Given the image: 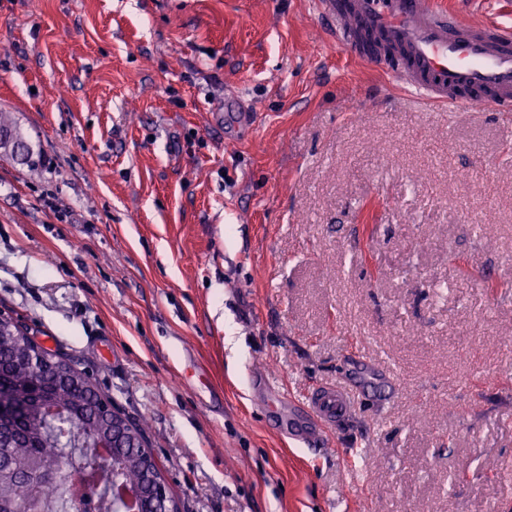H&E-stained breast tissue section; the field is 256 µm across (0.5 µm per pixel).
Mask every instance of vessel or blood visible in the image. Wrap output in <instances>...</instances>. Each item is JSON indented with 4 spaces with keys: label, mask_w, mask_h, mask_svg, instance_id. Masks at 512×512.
Here are the masks:
<instances>
[{
    "label": "vessel or blood",
    "mask_w": 512,
    "mask_h": 512,
    "mask_svg": "<svg viewBox=\"0 0 512 512\" xmlns=\"http://www.w3.org/2000/svg\"><path fill=\"white\" fill-rule=\"evenodd\" d=\"M318 12L339 48L356 53L361 36L380 38L379 65L423 104L512 112L511 26L470 23L436 0H318ZM371 391L386 397L367 381L316 388L299 404L275 395L266 409L291 440L311 447L350 421Z\"/></svg>",
    "instance_id": "1"
}]
</instances>
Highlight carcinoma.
<instances>
[{
	"mask_svg": "<svg viewBox=\"0 0 512 512\" xmlns=\"http://www.w3.org/2000/svg\"><path fill=\"white\" fill-rule=\"evenodd\" d=\"M21 144L19 134L0 113V148H14ZM20 322L12 318L0 319V370L13 383L14 391L25 396L36 377V368L31 358L36 354V345L19 328ZM69 380L48 388L56 404L64 409H76L68 419L63 416L43 414L37 403H32L28 413L16 424L19 440L10 449V460L14 469L25 471L38 458L61 459L71 468L90 469L95 457L85 446L94 435H106L109 428L96 416L98 395L85 386L84 371L70 366ZM150 448H127L118 462V477L121 484L136 488L142 477L143 456ZM7 498L20 510L35 512H69V504L60 492V481L47 480L36 484L16 480L5 488Z\"/></svg>",
	"mask_w": 512,
	"mask_h": 512,
	"instance_id": "obj_1",
	"label": "carcinoma"
}]
</instances>
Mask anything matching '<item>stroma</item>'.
I'll use <instances>...</instances> for the list:
<instances>
[{"label": "stroma", "instance_id": "obj_1", "mask_svg": "<svg viewBox=\"0 0 512 512\" xmlns=\"http://www.w3.org/2000/svg\"><path fill=\"white\" fill-rule=\"evenodd\" d=\"M0 113L55 160L0 150V313L182 512H512V118L422 106L317 0H0ZM362 356L395 394L317 446L255 399Z\"/></svg>", "mask_w": 512, "mask_h": 512}]
</instances>
